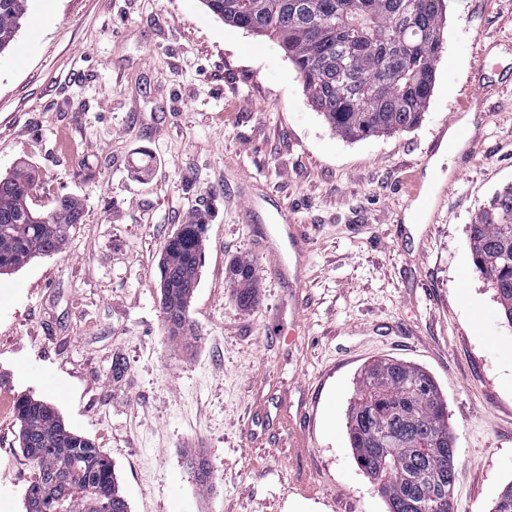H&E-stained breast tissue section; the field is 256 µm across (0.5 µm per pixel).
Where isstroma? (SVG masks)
Instances as JSON below:
<instances>
[{"mask_svg":"<svg viewBox=\"0 0 512 512\" xmlns=\"http://www.w3.org/2000/svg\"><path fill=\"white\" fill-rule=\"evenodd\" d=\"M445 5L421 122L346 139L276 40L202 0H29L0 53V174L29 167L37 204L74 198L83 221L61 252L0 276V512H24L36 478L24 394L103 450L129 512H387L346 429L381 358L434 378L455 512H492L512 483V325L469 226L512 185V81L494 79L482 118L469 101L484 45L512 65V0ZM452 118L471 155L435 149ZM416 191L437 196L436 217ZM281 210L307 238L293 287L260 249ZM192 218L206 239L184 344L164 323L161 259ZM242 257L248 308L225 275Z\"/></svg>","mask_w":512,"mask_h":512,"instance_id":"obj_1","label":"stroma"}]
</instances>
